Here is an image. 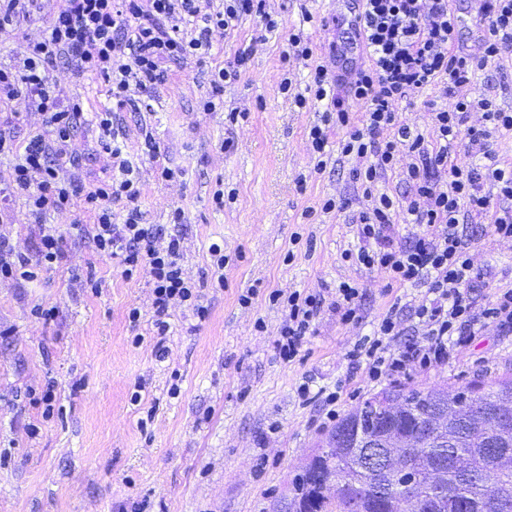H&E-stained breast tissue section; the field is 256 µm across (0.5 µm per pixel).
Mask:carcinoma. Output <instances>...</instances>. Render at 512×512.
<instances>
[{
  "instance_id": "carcinoma-1",
  "label": "carcinoma",
  "mask_w": 512,
  "mask_h": 512,
  "mask_svg": "<svg viewBox=\"0 0 512 512\" xmlns=\"http://www.w3.org/2000/svg\"><path fill=\"white\" fill-rule=\"evenodd\" d=\"M393 393L400 411L390 415L381 396ZM512 405V378L466 388L390 386L366 398L361 420L348 413L327 434L293 480V500L305 512H424L436 491L449 495L439 512H512V427L499 422ZM393 431L408 439L401 449L404 470L377 473L365 466V449L353 447L356 433ZM444 462L442 484L427 481L431 466ZM502 492L494 501L484 483Z\"/></svg>"
}]
</instances>
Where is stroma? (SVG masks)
<instances>
[{"label":"stroma","instance_id":"1","mask_svg":"<svg viewBox=\"0 0 512 512\" xmlns=\"http://www.w3.org/2000/svg\"><path fill=\"white\" fill-rule=\"evenodd\" d=\"M60 6L42 0L31 20L1 29L0 65L39 38ZM266 11L241 18L234 30H213L201 62L165 63L144 107H115L104 77H77L62 65L50 70L66 103L87 115L111 110L123 155L138 168L145 223L165 225L172 211H182V264L203 285L205 320L171 301V331L157 340L148 268L128 279L118 260L95 253L82 233L93 219L80 200L34 221L10 193L17 150L0 154V236L31 254L43 225L62 237L64 250L60 264L36 282L0 279V326L9 331L0 337V512H294L292 481L333 427L322 399L299 397L300 384L338 391L342 417L395 382L462 388L512 375V331L484 322L447 362L414 368L398 381L373 382L355 368L351 351L391 306L405 327L393 346L416 336L412 314L429 284L393 286L379 270L345 260L360 245L354 217L366 206L352 174L358 162L340 155L344 131L330 124L329 160L317 170L309 131L325 107L312 99L298 106L279 91L286 77L295 92H305L313 65L356 56L350 0H267ZM294 34L308 42L311 59L284 58ZM243 50L248 67L225 86L223 109L204 110L211 70ZM465 93L512 111V50L478 70ZM455 103L430 86L394 110L432 146L433 108L450 111ZM232 109L247 120L226 125ZM45 128L42 112L25 102H0V134L17 145ZM97 138L87 122L73 137L87 183L112 174V156ZM149 140L157 154L148 153ZM164 167L174 170L173 179H161ZM378 188L397 203L395 242L409 243L420 228L401 205L404 164L385 172ZM218 189L226 194L220 209L212 202ZM328 198L338 207L325 212ZM463 233L474 268L467 291L481 309L512 289V239L478 224ZM214 242L230 257L220 288L210 285ZM90 278L100 282L99 292L86 288ZM344 282L360 294L358 318L348 323L336 314ZM250 289L252 304L242 306L239 296ZM277 290L318 294L324 302L290 363L276 349L288 315L285 305L268 300ZM39 304L54 307L53 320L32 316ZM133 308L141 313L135 328L128 321ZM49 386L48 405L38 396ZM135 393L140 401H132Z\"/></svg>","mask_w":512,"mask_h":512}]
</instances>
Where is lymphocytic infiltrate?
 <instances>
[{"mask_svg": "<svg viewBox=\"0 0 512 512\" xmlns=\"http://www.w3.org/2000/svg\"><path fill=\"white\" fill-rule=\"evenodd\" d=\"M476 14L487 26L480 51L468 54L453 49L456 19L448 0H362L355 32L366 46L367 65L353 81L314 68L310 95L327 100L332 111L324 113L322 125L309 136L316 152L326 143L324 127L344 129L342 155L368 159L355 169L359 183L372 206L356 219L363 242L353 259L366 268L382 270L399 284L429 283V295L415 310L421 336L389 349L388 339L402 335V320L396 311L380 319L373 338L355 346L352 357L365 360L370 379L407 375L413 368H427L447 361L455 337L474 331L477 321L512 326V289L498 294L494 303L475 311L464 288L473 278L468 242L460 224L489 219L491 235L512 238V168L501 167L491 149L492 133L512 131V113L496 108L486 98L468 99L462 90L476 70L502 52L512 49V0H474ZM265 0H224L215 9L211 0H65L46 33L27 42L12 66L0 67V102L21 100L43 112L48 135H35L26 143L21 161L14 168L11 190L24 199L30 215L39 217L59 211L80 199L95 222L91 241L96 253L118 259L124 277H133L140 267H149L157 335H167L164 316L170 300L190 303L198 318H206L201 305V287L189 280L181 263V212H174L169 229L143 223L139 205L140 187L133 164L114 143L111 110L94 116L98 141L109 150L115 172L109 180L85 186L79 175L61 178L60 164L78 166L72 151V136L83 114L79 105L63 102L61 88L50 81V66L64 59L73 62L76 74H100L109 83L117 106L134 96L150 92L164 77L167 61L200 58L216 29H231L244 16L265 13ZM456 98L453 111L438 110L433 126L440 141L428 148L422 134L399 122L395 101L409 92L432 84ZM348 97L367 103L362 123H352L339 87ZM309 95V96H310ZM483 110L484 128L468 132L465 150L470 159H453L452 151L469 112ZM410 163L406 181L411 194L405 211L421 234L407 245L394 244L391 211L394 202L375 191L377 180L395 164L399 154ZM483 164H475L474 156ZM499 187V205H492L483 191L484 180ZM124 201L123 223L113 221L112 204ZM64 257L60 239L40 230L35 255L17 249L0 237V278L32 282ZM270 302L285 301L288 318L277 348L281 358L293 360L320 313L322 300L297 291H274Z\"/></svg>", "mask_w": 512, "mask_h": 512, "instance_id": "lymphocytic-infiltrate-1", "label": "lymphocytic infiltrate"}]
</instances>
